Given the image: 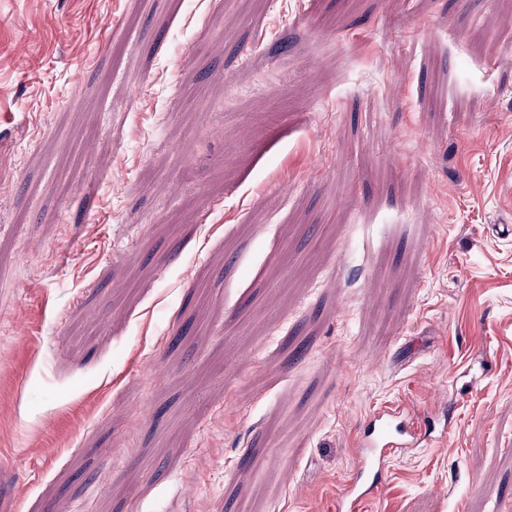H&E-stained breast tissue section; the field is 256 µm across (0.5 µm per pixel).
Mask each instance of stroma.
Wrapping results in <instances>:
<instances>
[{
    "mask_svg": "<svg viewBox=\"0 0 512 512\" xmlns=\"http://www.w3.org/2000/svg\"><path fill=\"white\" fill-rule=\"evenodd\" d=\"M512 0H0V512H512ZM412 436L404 419L392 410H383L370 419V432L357 449V477L346 484L341 499L348 502L350 510H360L362 499L373 494L378 488L371 474L376 475L386 465L387 455L382 454L388 447L403 445L397 439ZM380 448V449H379Z\"/></svg>",
    "mask_w": 512,
    "mask_h": 512,
    "instance_id": "obj_1",
    "label": "stroma"
}]
</instances>
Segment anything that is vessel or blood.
Here are the masks:
<instances>
[{
  "label": "vessel or blood",
  "mask_w": 512,
  "mask_h": 512,
  "mask_svg": "<svg viewBox=\"0 0 512 512\" xmlns=\"http://www.w3.org/2000/svg\"><path fill=\"white\" fill-rule=\"evenodd\" d=\"M409 434L406 422L395 411L384 410L372 416L370 432L357 451V476L346 484L342 493V499L348 502L351 512H358L362 499L375 491L376 484L372 476L384 469L386 449Z\"/></svg>",
  "instance_id": "1"
}]
</instances>
